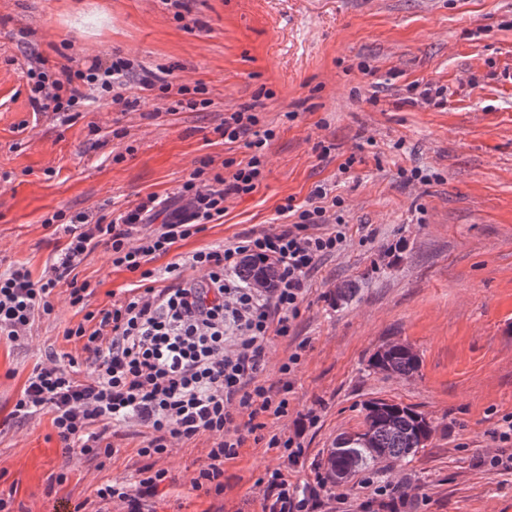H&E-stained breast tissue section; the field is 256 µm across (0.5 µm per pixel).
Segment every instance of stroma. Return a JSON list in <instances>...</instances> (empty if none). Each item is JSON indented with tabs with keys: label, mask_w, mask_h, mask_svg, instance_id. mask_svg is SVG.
Masks as SVG:
<instances>
[{
	"label": "stroma",
	"mask_w": 512,
	"mask_h": 512,
	"mask_svg": "<svg viewBox=\"0 0 512 512\" xmlns=\"http://www.w3.org/2000/svg\"><path fill=\"white\" fill-rule=\"evenodd\" d=\"M197 26L174 19L161 0H0V264L40 276L62 238L55 212L118 216L142 199L177 194L202 159L247 162L242 143L215 128L226 111L263 91L261 118L273 128L265 179L229 197L223 218L151 261L238 241L283 223L279 207L306 205L316 186L338 198L347 225L342 251L308 282L292 335L275 339L267 384L298 345L302 364L288 414L266 430L303 448L297 464L247 439L224 465V492L194 490L212 446L201 436L147 461L141 436L118 427L110 457L65 454L50 414L20 420L14 404L32 369L56 360L90 363L66 328L84 312L69 287L29 336L0 339V497L10 512H126L101 486L135 483L146 463L166 469L147 512H262L256 485L279 468L310 499L336 512L315 476L336 437L363 425L373 398L415 406L433 423L425 448L342 482L349 512H368L366 477L405 480L410 512H512V470L484 465L493 433L512 415V0H186ZM121 51L137 70L172 69L177 83H204L202 112H171L142 97L136 74L124 111L91 91L70 123L34 114L31 54L78 67ZM444 88L442 106L413 101L414 84ZM423 170L424 182L401 172ZM89 309L123 298L136 274L113 268L104 248L77 268ZM353 286L350 299L338 289ZM401 342L420 358L410 379L370 367L381 345Z\"/></svg>",
	"instance_id": "obj_1"
}]
</instances>
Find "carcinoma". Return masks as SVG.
<instances>
[{
    "instance_id": "cac0c4a2",
    "label": "carcinoma",
    "mask_w": 512,
    "mask_h": 512,
    "mask_svg": "<svg viewBox=\"0 0 512 512\" xmlns=\"http://www.w3.org/2000/svg\"><path fill=\"white\" fill-rule=\"evenodd\" d=\"M389 373L412 378L419 371L414 351L396 349L385 357ZM362 429L336 438L334 480L343 481L368 470L383 458L402 461L414 457L425 447L432 432V422L412 406L386 399L371 400L363 405Z\"/></svg>"
}]
</instances>
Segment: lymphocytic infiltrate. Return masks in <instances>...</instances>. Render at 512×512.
I'll use <instances>...</instances> for the list:
<instances>
[{"instance_id":"1","label":"lymphocytic infiltrate","mask_w":512,"mask_h":512,"mask_svg":"<svg viewBox=\"0 0 512 512\" xmlns=\"http://www.w3.org/2000/svg\"><path fill=\"white\" fill-rule=\"evenodd\" d=\"M131 68L130 60L116 53L111 63L96 58L86 68L55 75L47 58L36 57L27 71L30 105L70 122L72 107L86 99L85 87L110 89ZM139 86L170 99L173 112L211 104L200 83L177 85L149 72ZM216 131L225 141L243 142L251 156L243 165L222 161L217 173L213 159L203 160L178 192L181 208L163 213L150 195L112 219L54 213L64 242L42 275L33 277L22 264L0 271V336L17 341L29 335L36 317L53 313L51 296L61 282L70 286L71 305H83L88 286L73 273L89 253L105 247L113 267L140 278L123 300L87 312L66 331V338L81 342L90 372L81 377L56 364L35 367L13 413L21 419L50 413L65 453L84 456L112 453V446L102 443L112 424L140 426L138 453L149 458L209 436L213 446L192 486L220 495L224 464L238 456L246 434L260 430V417L288 412L302 351L289 354L276 386L270 387L261 380L268 347L293 332L309 278L343 248L347 236L344 222H331L322 204L327 193L318 187L308 208L284 206L290 223L251 231L232 245L192 252L168 264L165 286L156 287L146 263L223 217L228 197L252 193L264 179L265 150L274 132L262 125L253 107L225 113ZM246 257L275 266L273 288L258 292L233 278ZM167 478V470L148 466L140 470L136 485L115 482L97 495L104 501L119 499L127 512H142L144 498L155 496ZM262 482L263 512H308V499L294 496L281 469L266 472Z\"/></svg>"}]
</instances>
